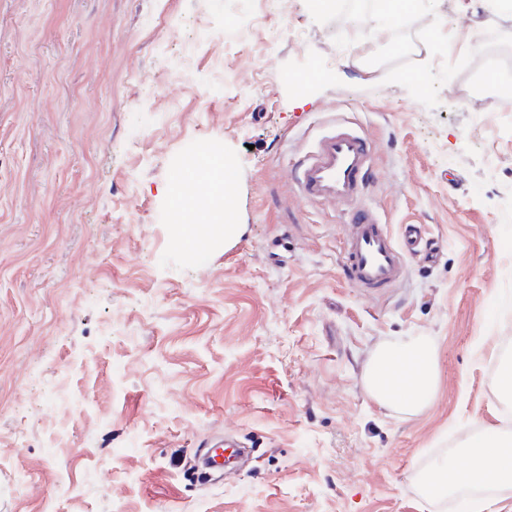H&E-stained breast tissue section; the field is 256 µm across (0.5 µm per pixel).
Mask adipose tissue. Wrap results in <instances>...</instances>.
Listing matches in <instances>:
<instances>
[{"instance_id": "1", "label": "adipose tissue", "mask_w": 512, "mask_h": 512, "mask_svg": "<svg viewBox=\"0 0 512 512\" xmlns=\"http://www.w3.org/2000/svg\"><path fill=\"white\" fill-rule=\"evenodd\" d=\"M233 175L223 159L199 154L195 164L182 170L168 192L170 208L181 216L176 225V246L195 254L211 248L236 226ZM372 397L404 414L422 410L436 385L435 355L423 341L405 347H385L376 352L367 371ZM465 467L445 463L426 475L423 490L445 496L459 488L475 491L495 485L512 489V435L489 428L472 437L462 450Z\"/></svg>"}]
</instances>
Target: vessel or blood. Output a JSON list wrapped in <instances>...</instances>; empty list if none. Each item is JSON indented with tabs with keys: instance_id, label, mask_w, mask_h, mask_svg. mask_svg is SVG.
Wrapping results in <instances>:
<instances>
[{
	"instance_id": "b4317fda",
	"label": "vessel or blood",
	"mask_w": 512,
	"mask_h": 512,
	"mask_svg": "<svg viewBox=\"0 0 512 512\" xmlns=\"http://www.w3.org/2000/svg\"><path fill=\"white\" fill-rule=\"evenodd\" d=\"M367 139L346 118L335 117L314 149L291 167L290 177L307 201L333 200L345 209L349 233L344 244L348 282L368 292L396 285L404 255L387 226L363 198L372 177Z\"/></svg>"
}]
</instances>
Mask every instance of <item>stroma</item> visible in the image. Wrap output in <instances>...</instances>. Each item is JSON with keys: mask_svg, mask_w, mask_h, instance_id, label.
<instances>
[{"mask_svg": "<svg viewBox=\"0 0 512 512\" xmlns=\"http://www.w3.org/2000/svg\"><path fill=\"white\" fill-rule=\"evenodd\" d=\"M488 7L437 0L448 55L418 42L411 61L512 34ZM370 29L305 0H0V512H457L421 475L512 432L491 378L512 337V113L473 106L466 71L425 107L367 67ZM337 113L372 148L366 203L439 249L384 293L343 276L342 205L289 177ZM208 150L235 170L238 225L195 258L165 191ZM418 339L437 387L404 415L365 370ZM228 437L250 460L195 482Z\"/></svg>", "mask_w": 512, "mask_h": 512, "instance_id": "35a3bbf8", "label": "stroma"}]
</instances>
